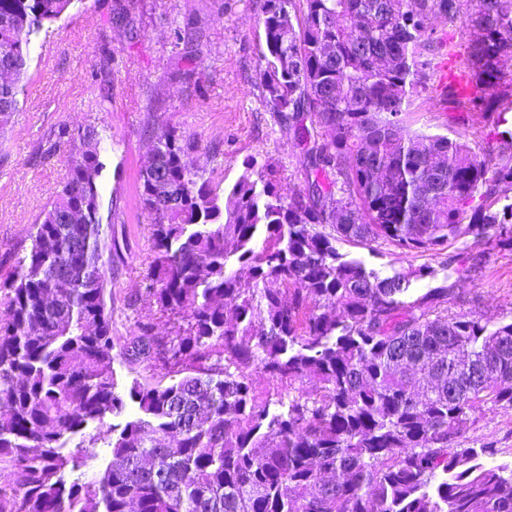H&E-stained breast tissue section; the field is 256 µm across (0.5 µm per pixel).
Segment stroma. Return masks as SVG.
Instances as JSON below:
<instances>
[{
	"instance_id": "stroma-1",
	"label": "stroma",
	"mask_w": 512,
	"mask_h": 512,
	"mask_svg": "<svg viewBox=\"0 0 512 512\" xmlns=\"http://www.w3.org/2000/svg\"><path fill=\"white\" fill-rule=\"evenodd\" d=\"M265 0H74L61 19L31 38L20 109L0 127V281L31 246V236L67 179L73 152L58 137L94 131L104 168L98 179L107 308L112 316V368L120 387L170 383L181 366L134 360L125 349L140 324L157 336L183 332L187 314L165 311L147 293L155 257L152 216L141 202L140 172L152 155V129L164 124L194 138L195 164L217 191L229 189L246 163L269 166L281 188L303 181L301 150L287 123L266 102L260 82ZM133 18L136 39L126 34ZM428 89L411 97V129L453 135L434 69ZM475 259L455 283L449 311L493 322L512 317V252L466 237L455 243ZM340 252L382 274L422 265L445 277L442 257L400 255L343 244ZM463 445L494 442V464H512V408L478 414Z\"/></svg>"
}]
</instances>
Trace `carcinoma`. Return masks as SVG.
Here are the masks:
<instances>
[{"instance_id":"cac0c4a2","label":"carcinoma","mask_w":512,"mask_h":512,"mask_svg":"<svg viewBox=\"0 0 512 512\" xmlns=\"http://www.w3.org/2000/svg\"><path fill=\"white\" fill-rule=\"evenodd\" d=\"M72 4L0 0V114L19 109L31 36ZM436 15L470 30L479 93L461 102L450 87L446 102L458 125L492 120L494 158L460 133L407 128L445 47ZM260 24L261 85L301 147L303 183L285 193L249 164L222 198L189 161L194 140L156 128L157 168L140 174L148 292L191 323L168 340L143 324L128 351L195 366L133 383L123 424L106 425L125 401L104 298L103 163L94 133L58 132L78 157L9 276L0 323V466L18 476L0 512H512V468L485 463L493 443L459 447L476 413L512 407V320L450 316L448 281L410 291L432 267L383 277L337 248L441 255L459 279L474 264L449 243L512 251V0H266ZM437 164L441 198L422 192ZM158 169L173 206L153 192ZM258 373L273 382L264 396ZM92 423L112 455L93 488L67 480L83 458L65 448Z\"/></svg>"}]
</instances>
